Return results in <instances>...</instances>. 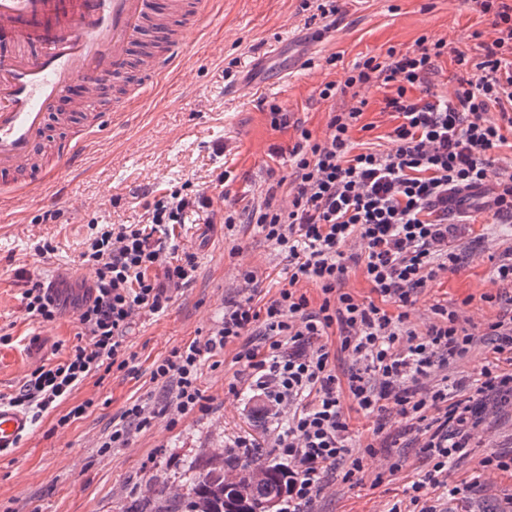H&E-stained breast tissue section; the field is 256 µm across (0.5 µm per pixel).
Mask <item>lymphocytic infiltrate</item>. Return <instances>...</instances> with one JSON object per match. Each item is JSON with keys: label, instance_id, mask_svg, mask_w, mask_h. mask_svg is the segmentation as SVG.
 <instances>
[{"label": "lymphocytic infiltrate", "instance_id": "1", "mask_svg": "<svg viewBox=\"0 0 512 512\" xmlns=\"http://www.w3.org/2000/svg\"><path fill=\"white\" fill-rule=\"evenodd\" d=\"M470 4L492 30L477 44L479 60L422 36L412 48L355 63L341 86L355 92L354 103L331 113L323 138L302 130L289 152L295 178L288 203L271 186L262 206L225 210V234L243 222L256 225L287 259L288 282L265 303L251 295L228 302L220 326L172 349L151 372L175 414L205 412L204 359L236 346L252 386L286 417L273 442L288 467L282 512H308L333 475L358 483L363 465L348 448L349 406L367 416L395 411L417 430L429 468L405 494L418 512H445L430 495L437 488L448 501L468 504L473 483L449 484L448 467L468 457L488 406L512 397V308L488 324L495 358L473 380L440 376L477 343L459 309L433 305L421 332L406 324L424 288L461 260L448 246L453 227L468 216L455 205L458 195L485 188L483 206L497 223H512V166H498L495 157L504 128H512V0ZM448 54L458 71L452 92L440 95L432 78ZM373 87L385 89V109L397 124L388 150L357 154L351 133L368 104L362 92ZM207 202L196 192L167 190L147 201L145 222L95 230L82 254L96 273L77 307L83 340L63 361L35 369L10 404L37 419L101 369L128 367L123 342L134 315L165 312L173 291L196 277L194 254H178L167 241ZM355 242L360 253L348 255ZM352 262L363 264L376 300L343 291ZM309 283L321 292L319 306L302 290ZM23 300L42 323L56 321L66 305L54 283L39 279ZM331 335L338 350L327 343ZM338 351L352 360L342 376L332 364ZM156 416L149 403L129 405L105 447H125Z\"/></svg>", "mask_w": 512, "mask_h": 512}]
</instances>
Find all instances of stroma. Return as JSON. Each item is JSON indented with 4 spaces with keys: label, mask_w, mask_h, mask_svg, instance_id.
<instances>
[{
    "label": "stroma",
    "mask_w": 512,
    "mask_h": 512,
    "mask_svg": "<svg viewBox=\"0 0 512 512\" xmlns=\"http://www.w3.org/2000/svg\"><path fill=\"white\" fill-rule=\"evenodd\" d=\"M302 0H217L200 30L189 32L192 46L185 62L161 76L151 96L137 103L115 134L91 137L77 174L28 188L15 178L0 192V398L14 394L30 373L43 364L62 361L77 343L76 306L67 304L62 317L41 324L26 311L22 293L29 279L70 288L74 297L95 278L80 254L90 226L135 224L145 220V202L156 189L191 184L210 199L191 224L177 229L179 251L194 254L195 280L175 292L168 309L157 315L134 316L124 346L134 359L130 369H111L88 378L50 413L34 422L31 432L12 453L0 457V512H128L138 499L166 484L170 495L186 490L187 462H218L226 447L240 437L257 447L240 456L250 468L278 463L272 447L274 424L256 415L257 392L247 387L248 374L235 363L233 347L206 360L199 385L211 402L205 413H194L170 424L157 417L151 428L134 434L127 447L102 449L114 420L134 401L162 400L151 379L155 361L175 347L208 336L220 324L226 302L240 298L239 272L253 270L261 301L273 298L285 283L287 262L277 247L250 224L236 236L224 234V207H255L266 188L281 183L279 200H287L292 169L288 150L299 142L301 129L324 136L329 114L348 108L350 94L324 100L325 83H343L354 63L385 55L388 48L407 49L420 36L446 39L449 46L472 52L474 32L488 26L467 0H345L342 10L325 25L307 24ZM245 83L242 94L226 89ZM368 106L354 130L356 152L389 148L396 121L383 110L384 92L367 90ZM279 105L288 114L287 127H271L268 110ZM283 153L270 157V147ZM231 171L234 180L221 186L218 177ZM65 196L57 219L44 222L46 198ZM471 221L449 236L463 260L442 273L409 310V323L424 330L433 304L459 309L471 320L479 340L472 352L450 371L451 376H477L494 355L483 340L487 323L501 310L487 295L512 290L493 276V260L512 248V224H497L488 209L473 206ZM49 250L36 254L35 243ZM238 394H230L229 383ZM90 401L80 419L58 427L72 405ZM350 446L362 457L364 470L357 485L336 483L321 494L311 512H389L407 505L406 485L427 469L415 444L392 455L365 447L377 443L376 420L350 412ZM512 454V406L492 412L480 428L470 456L449 466L448 481L475 479L471 512H496L512 497V473L485 475L479 462L490 454ZM394 458L399 471L388 473Z\"/></svg>",
    "instance_id": "obj_1"
}]
</instances>
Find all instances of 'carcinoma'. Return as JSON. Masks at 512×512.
<instances>
[{
  "label": "carcinoma",
  "mask_w": 512,
  "mask_h": 512,
  "mask_svg": "<svg viewBox=\"0 0 512 512\" xmlns=\"http://www.w3.org/2000/svg\"><path fill=\"white\" fill-rule=\"evenodd\" d=\"M269 478L252 494L250 507L257 508L268 499H281L287 491L288 471L275 464L266 467ZM216 466L200 471L196 463L186 466L187 492L178 498L167 496L165 486L154 497L139 501L130 512H224V504H234L233 492H224V481L215 476Z\"/></svg>",
  "instance_id": "1"
}]
</instances>
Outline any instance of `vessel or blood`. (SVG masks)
Segmentation results:
<instances>
[{
    "instance_id": "obj_1",
    "label": "vessel or blood",
    "mask_w": 512,
    "mask_h": 512,
    "mask_svg": "<svg viewBox=\"0 0 512 512\" xmlns=\"http://www.w3.org/2000/svg\"><path fill=\"white\" fill-rule=\"evenodd\" d=\"M212 0H0V175L31 169L46 127L61 108L89 112L125 84V112L190 48ZM84 139L64 142L49 168L76 162ZM29 415L0 401V455L29 434Z\"/></svg>"
}]
</instances>
